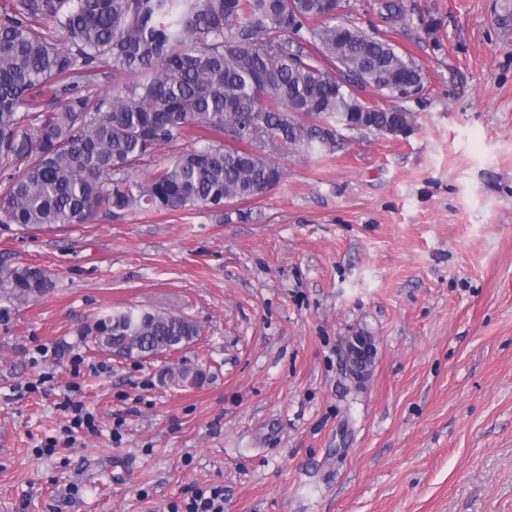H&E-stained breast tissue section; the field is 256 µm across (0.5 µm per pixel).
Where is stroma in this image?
<instances>
[{
  "label": "stroma",
  "instance_id": "obj_1",
  "mask_svg": "<svg viewBox=\"0 0 512 512\" xmlns=\"http://www.w3.org/2000/svg\"><path fill=\"white\" fill-rule=\"evenodd\" d=\"M372 4L341 17L422 66L409 134L312 156L255 140L283 177L220 212L0 225V270L54 275L0 323V512H186L216 486L224 512H512V0H407L398 25ZM127 306L201 334L95 351L88 327ZM71 384L98 428L47 450Z\"/></svg>",
  "mask_w": 512,
  "mask_h": 512
}]
</instances>
